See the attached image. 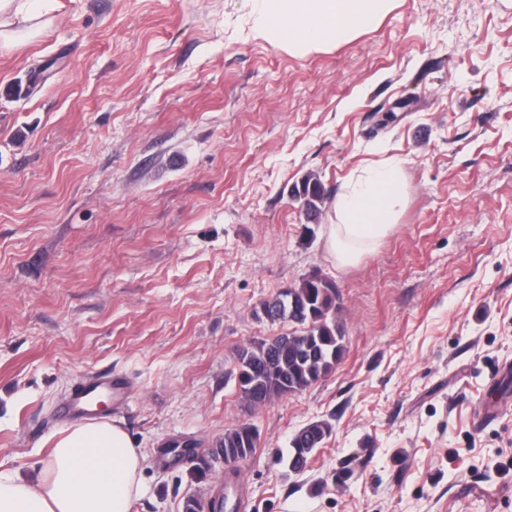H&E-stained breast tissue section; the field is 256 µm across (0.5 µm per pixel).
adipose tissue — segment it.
I'll return each instance as SVG.
<instances>
[{
    "label": "adipose tissue",
    "mask_w": 512,
    "mask_h": 512,
    "mask_svg": "<svg viewBox=\"0 0 512 512\" xmlns=\"http://www.w3.org/2000/svg\"><path fill=\"white\" fill-rule=\"evenodd\" d=\"M394 0H251L255 36L310 53L352 40L375 28ZM26 0H0V41L15 42L46 28ZM406 187L396 162L352 173L337 193L328 247L338 262L358 260L364 247L384 239L397 223ZM52 447L37 482L0 463V512H131L141 493L145 457L117 421L66 424L51 436Z\"/></svg>",
    "instance_id": "ef3b65f1"
}]
</instances>
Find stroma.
Instances as JSON below:
<instances>
[{"label": "stroma", "instance_id": "stroma-1", "mask_svg": "<svg viewBox=\"0 0 512 512\" xmlns=\"http://www.w3.org/2000/svg\"><path fill=\"white\" fill-rule=\"evenodd\" d=\"M0 43V461L39 477L75 383L123 377L146 461L132 512L228 492L237 512H512V0H395L311 53L255 37L249 0H52ZM398 161L407 206L342 267L333 201ZM328 194L307 224L290 188ZM317 270L345 350L258 408L238 350ZM332 432L300 473L299 429ZM248 421L243 462L208 458Z\"/></svg>", "mask_w": 512, "mask_h": 512}]
</instances>
